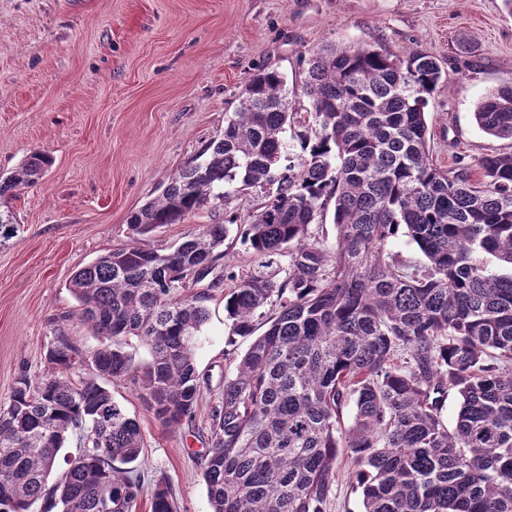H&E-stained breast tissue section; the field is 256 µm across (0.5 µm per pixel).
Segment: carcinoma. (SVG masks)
<instances>
[{
  "label": "carcinoma",
  "instance_id": "cac0c4a2",
  "mask_svg": "<svg viewBox=\"0 0 512 512\" xmlns=\"http://www.w3.org/2000/svg\"><path fill=\"white\" fill-rule=\"evenodd\" d=\"M302 59L308 108H295L279 71L254 74L223 136L130 215L129 243L72 275L78 320L99 345L87 351L60 332L58 374L19 379L0 404V512H136L141 427L101 380L137 385L166 429L191 417L208 312L206 292L190 289L202 283L228 284L230 332L254 337L210 414L201 469L211 512H329L342 454L361 512H512V273L477 259L512 267V152L483 157L478 182L436 165L425 108L443 71L431 55L330 44ZM474 119L512 140V86L483 97ZM51 163L30 155L0 177V199ZM230 190L265 194L240 225L252 268L219 267L224 224L169 253L140 245ZM330 207L332 248L311 234ZM402 234L426 264L391 253ZM129 337L148 350L145 366ZM451 389L460 406L449 426ZM73 434L79 448L59 472ZM151 512H177L163 482Z\"/></svg>",
  "mask_w": 512,
  "mask_h": 512
}]
</instances>
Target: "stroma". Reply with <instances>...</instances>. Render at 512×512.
<instances>
[{
  "label": "stroma",
  "mask_w": 512,
  "mask_h": 512,
  "mask_svg": "<svg viewBox=\"0 0 512 512\" xmlns=\"http://www.w3.org/2000/svg\"><path fill=\"white\" fill-rule=\"evenodd\" d=\"M328 43L440 62L448 77L426 108L438 165L468 164L477 180L482 157L512 152V140L485 134L473 116L484 96L512 85L504 0H0V175L37 150L53 158L38 184L7 201L19 230L0 243V401L21 376L54 374L57 327L97 346L74 316L72 275L128 243L131 212L223 133L249 77L273 68L299 84L301 53ZM261 201L230 195L142 244L172 251L200 225L248 222ZM206 306L196 364L208 385L190 421L164 429L133 384H107L143 432L137 512H151L159 481L177 512H211L200 467L209 411L250 340L230 335L223 289Z\"/></svg>",
  "instance_id": "stroma-1"
}]
</instances>
